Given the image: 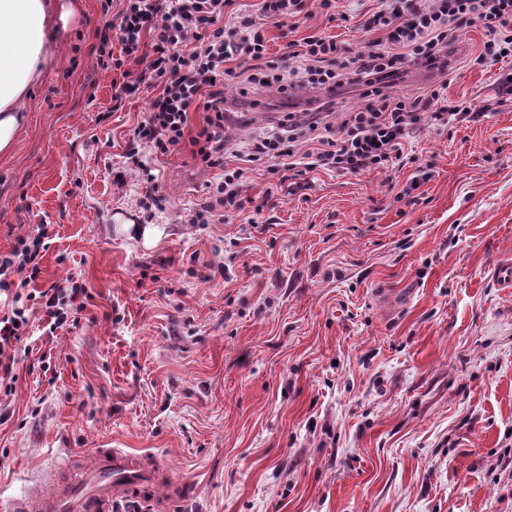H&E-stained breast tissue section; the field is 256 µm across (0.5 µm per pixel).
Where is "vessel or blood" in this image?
<instances>
[{"label":"vessel or blood","mask_w":512,"mask_h":512,"mask_svg":"<svg viewBox=\"0 0 512 512\" xmlns=\"http://www.w3.org/2000/svg\"><path fill=\"white\" fill-rule=\"evenodd\" d=\"M488 277L497 287L512 288V259L497 260ZM160 488L173 499L184 491L171 465L152 463L144 453L101 448L92 466L80 467L69 481L53 483L50 492L13 499L10 512H112L119 502L152 501Z\"/></svg>","instance_id":"vessel-or-blood-1"}]
</instances>
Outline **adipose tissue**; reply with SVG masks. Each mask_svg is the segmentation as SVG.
I'll list each match as a JSON object with an SVG mask.
<instances>
[{
  "label": "adipose tissue",
  "mask_w": 512,
  "mask_h": 512,
  "mask_svg": "<svg viewBox=\"0 0 512 512\" xmlns=\"http://www.w3.org/2000/svg\"><path fill=\"white\" fill-rule=\"evenodd\" d=\"M68 22L60 0H0V154L13 151L25 101L53 66Z\"/></svg>",
  "instance_id": "obj_1"
}]
</instances>
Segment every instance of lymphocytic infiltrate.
<instances>
[{
	"label": "lymphocytic infiltrate",
	"mask_w": 512,
	"mask_h": 512,
	"mask_svg": "<svg viewBox=\"0 0 512 512\" xmlns=\"http://www.w3.org/2000/svg\"><path fill=\"white\" fill-rule=\"evenodd\" d=\"M117 40L103 38L98 49L101 68L121 70L139 64L135 78L123 79L119 93L154 95L126 141L129 166L143 174L146 207L164 209L155 177L144 154H160L179 146L196 107L205 124L193 140L202 165L223 172L208 184L205 203L190 215L193 224H212L241 215L246 208L243 185L252 170L266 169L288 190L297 177L314 171L355 174L416 164L405 145L432 126L478 122L494 111L492 101H452L448 83L440 81L412 95L395 94L407 63L441 72L458 32L481 34L472 65H494L512 58V0H381L363 28L371 38L355 55H347L335 37L313 31L288 41L281 55L268 52L263 27L282 28L305 8L306 0H257L254 10H233L234 0H122ZM120 52H113V42ZM150 52H143V45ZM248 63L250 87L288 93L298 86L335 94L343 86L360 87L362 101L343 112L340 122L326 113L306 119L288 115L276 133L252 137L237 148L224 135V80L229 64ZM47 229L18 237L0 252V294L9 308L0 315V374L12 378L20 344L29 333L30 313L42 308L50 331L77 328L86 308L85 284L66 278L37 288Z\"/></svg>",
	"instance_id": "lymphocytic-infiltrate-1"
}]
</instances>
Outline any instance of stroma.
<instances>
[{
	"label": "stroma",
	"instance_id": "obj_1",
	"mask_svg": "<svg viewBox=\"0 0 512 512\" xmlns=\"http://www.w3.org/2000/svg\"><path fill=\"white\" fill-rule=\"evenodd\" d=\"M65 4L67 41L0 155V251L47 225L39 287L73 274L91 298L52 336L34 311L0 422V512L104 446L174 465L189 494L168 512H512V292L486 276L512 256V99L412 141L430 174L415 202L393 195L409 167L316 171L293 193L255 173L252 223L189 224L221 169L187 143L148 154L168 204L145 210L122 155L151 95L117 99L120 74L97 64L122 4ZM372 6L295 35L357 47ZM476 41L457 36L449 99L498 96L512 71L471 66ZM240 87L224 83V132L242 145L319 104Z\"/></svg>",
	"mask_w": 512,
	"mask_h": 512
}]
</instances>
